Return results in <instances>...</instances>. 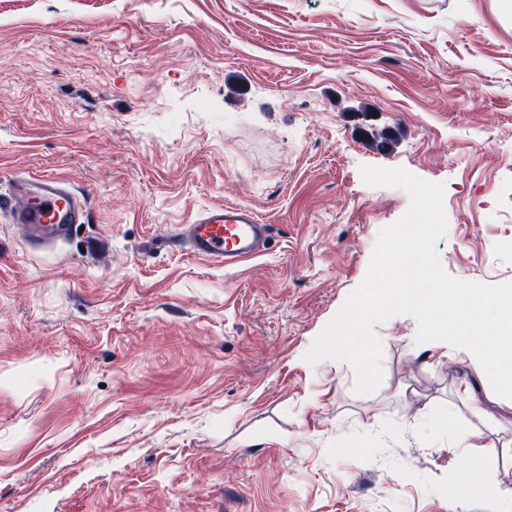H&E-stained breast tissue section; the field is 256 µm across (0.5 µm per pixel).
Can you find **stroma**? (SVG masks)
<instances>
[{
    "mask_svg": "<svg viewBox=\"0 0 512 512\" xmlns=\"http://www.w3.org/2000/svg\"><path fill=\"white\" fill-rule=\"evenodd\" d=\"M365 166L444 184L445 271L512 283L506 0H0V188L90 208L42 250L0 217V512L506 504L512 399L467 349L394 316L368 395L306 359L409 206ZM225 203L272 227L235 268L175 242Z\"/></svg>",
    "mask_w": 512,
    "mask_h": 512,
    "instance_id": "35a3bbf8",
    "label": "stroma"
}]
</instances>
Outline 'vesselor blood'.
Returning a JSON list of instances; mask_svg holds the SVG:
<instances>
[{
  "instance_id": "1",
  "label": "vessel or blood",
  "mask_w": 512,
  "mask_h": 512,
  "mask_svg": "<svg viewBox=\"0 0 512 512\" xmlns=\"http://www.w3.org/2000/svg\"><path fill=\"white\" fill-rule=\"evenodd\" d=\"M24 231L25 243L48 248L64 241L74 225L89 221L86 197L53 175L18 180L0 193V214ZM245 206L215 205L198 212L182 237L197 258L233 267L259 254L270 234Z\"/></svg>"
}]
</instances>
